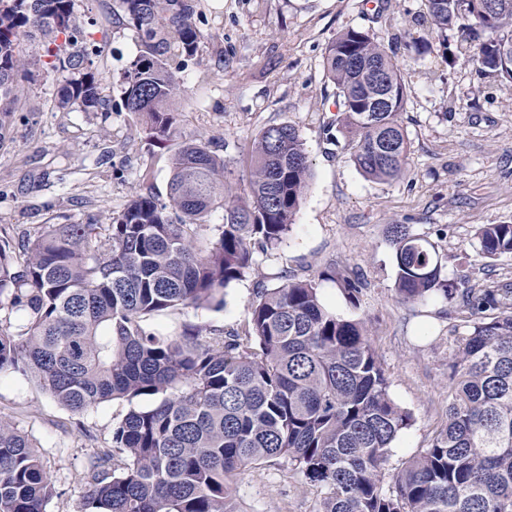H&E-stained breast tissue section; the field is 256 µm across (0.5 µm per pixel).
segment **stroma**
<instances>
[{
  "instance_id": "stroma-1",
  "label": "stroma",
  "mask_w": 512,
  "mask_h": 512,
  "mask_svg": "<svg viewBox=\"0 0 512 512\" xmlns=\"http://www.w3.org/2000/svg\"><path fill=\"white\" fill-rule=\"evenodd\" d=\"M203 37L179 78L180 138L201 141L223 158L224 187L243 193L252 144L271 125L294 127L312 176L288 240L255 252L242 280L223 290L221 308L178 306L149 317L161 336L197 329L205 336L249 332L257 289L285 279L314 280L325 305L364 322L391 398L413 416L393 442L384 483L430 447L448 409V358L464 328L442 300L402 303L396 292L391 224L436 243L451 278L493 286L512 282V256L489 260L474 246L483 224H512V82L481 75L458 29L430 20L425 0H198ZM108 112H61L67 72L42 67L22 82L0 140V236L51 224L108 226L133 196L167 202L171 157L180 139L157 140L123 107V73L140 50L121 0H74ZM350 29L369 31L396 52L406 97L400 121L410 142L408 171L393 181L365 177L337 124L338 96L324 59ZM424 52L415 55L413 45ZM359 281L350 304L342 278ZM130 409L115 399L75 414L27 374L0 373V418L37 445L56 493L47 512H77L89 489L90 456L111 447L112 426ZM323 490L279 458L234 481L236 512H317Z\"/></svg>"
}]
</instances>
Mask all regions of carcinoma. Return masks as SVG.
I'll return each instance as SVG.
<instances>
[{
    "instance_id": "obj_1",
    "label": "carcinoma",
    "mask_w": 512,
    "mask_h": 512,
    "mask_svg": "<svg viewBox=\"0 0 512 512\" xmlns=\"http://www.w3.org/2000/svg\"><path fill=\"white\" fill-rule=\"evenodd\" d=\"M425 2L439 28L456 26L475 43L481 73L512 81V55L501 51L512 49V0ZM123 4L142 33L123 106L151 137L171 139L182 92L172 61L192 58L202 38L195 0ZM39 35L65 36L70 51L49 43L26 60L21 41ZM79 36L73 0H0V139L31 67L75 74L59 111L107 106ZM325 69L356 167L376 180L403 176L409 139L395 52L350 29L329 45ZM225 170L185 140L171 159L168 202L134 197L108 238L95 224H52L18 253L0 237V296L28 317L20 333L0 322V372L31 374L74 413L111 399L151 401L131 407L112 428V448L91 457L79 512H235L234 476L277 457L325 489L319 512H512V288L448 278L447 257L409 226L388 228L399 300L445 301L465 315L466 333L448 361L445 426L387 489L382 471L412 416L391 399L363 323L328 311L317 282L258 290L246 340L170 339L142 326L177 306L220 303L250 268L252 246L268 252L287 240L310 179L297 130L259 133L246 197L224 193ZM217 209L224 224L210 235ZM475 238L484 258L512 256V224H485ZM116 452L120 473L110 465ZM53 491L33 440L0 419V512H46Z\"/></svg>"
}]
</instances>
